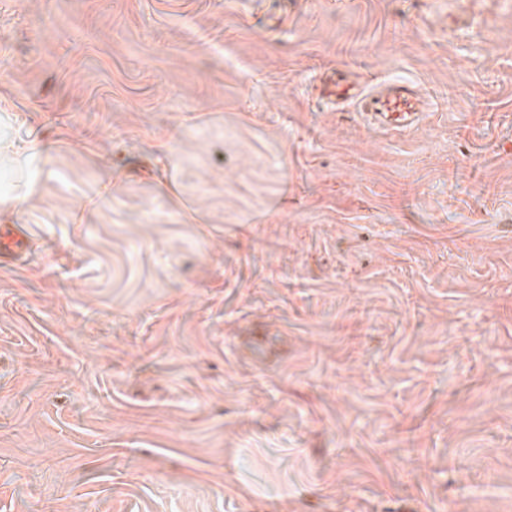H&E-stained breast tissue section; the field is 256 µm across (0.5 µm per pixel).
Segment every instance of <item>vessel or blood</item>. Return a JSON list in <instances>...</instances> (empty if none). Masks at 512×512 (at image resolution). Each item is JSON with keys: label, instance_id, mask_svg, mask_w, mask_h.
Segmentation results:
<instances>
[{"label": "vessel or blood", "instance_id": "obj_1", "mask_svg": "<svg viewBox=\"0 0 512 512\" xmlns=\"http://www.w3.org/2000/svg\"><path fill=\"white\" fill-rule=\"evenodd\" d=\"M320 99L342 107H353L370 116L379 129L405 132L420 119L425 101L406 81L389 82L383 90L359 86L341 70L322 74L316 87ZM26 246L22 232L14 224L0 225V257L10 258Z\"/></svg>", "mask_w": 512, "mask_h": 512}]
</instances>
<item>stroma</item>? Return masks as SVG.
Returning <instances> with one entry per match:
<instances>
[{
  "instance_id": "1",
  "label": "stroma",
  "mask_w": 512,
  "mask_h": 512,
  "mask_svg": "<svg viewBox=\"0 0 512 512\" xmlns=\"http://www.w3.org/2000/svg\"><path fill=\"white\" fill-rule=\"evenodd\" d=\"M0 136V512H512V0H0ZM315 89L318 99L336 103V106L354 107L366 112L379 129L405 132L413 128L425 109L421 95L406 81L389 82L381 91L367 90L336 69L323 73ZM40 156L41 151L38 150V144L35 141L19 145L12 140L0 139V163L16 167L26 179L25 186L31 185L40 175L41 168L38 166ZM26 246L23 233L17 224L0 225V257L1 260L13 257Z\"/></svg>"
}]
</instances>
